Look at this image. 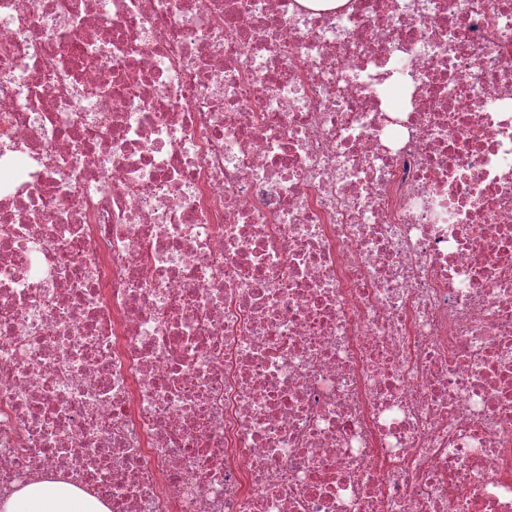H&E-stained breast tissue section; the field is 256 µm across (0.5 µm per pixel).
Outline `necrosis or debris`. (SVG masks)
I'll return each instance as SVG.
<instances>
[{"label":"necrosis or debris","instance_id":"1","mask_svg":"<svg viewBox=\"0 0 512 512\" xmlns=\"http://www.w3.org/2000/svg\"><path fill=\"white\" fill-rule=\"evenodd\" d=\"M512 512V0H0V502ZM0 512H109L97 500L66 484L41 482L23 487L0 503Z\"/></svg>","mask_w":512,"mask_h":512}]
</instances>
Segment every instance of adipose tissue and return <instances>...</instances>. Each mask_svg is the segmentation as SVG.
Instances as JSON below:
<instances>
[{
    "label": "adipose tissue",
    "instance_id": "obj_1",
    "mask_svg": "<svg viewBox=\"0 0 512 512\" xmlns=\"http://www.w3.org/2000/svg\"><path fill=\"white\" fill-rule=\"evenodd\" d=\"M0 512H108L83 491L66 484L41 482L21 488L0 503Z\"/></svg>",
    "mask_w": 512,
    "mask_h": 512
}]
</instances>
